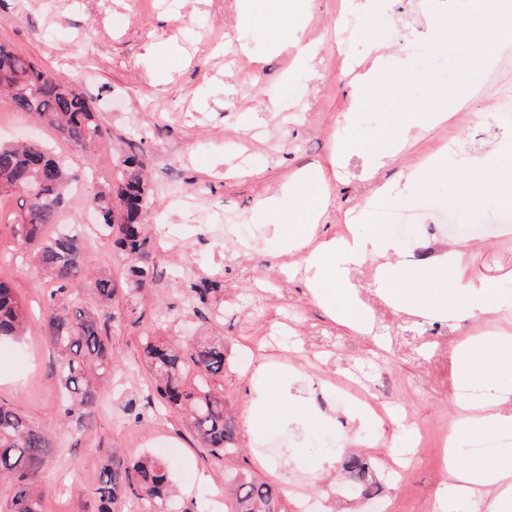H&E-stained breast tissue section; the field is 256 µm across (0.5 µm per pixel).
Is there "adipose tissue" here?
Instances as JSON below:
<instances>
[{
	"mask_svg": "<svg viewBox=\"0 0 512 512\" xmlns=\"http://www.w3.org/2000/svg\"><path fill=\"white\" fill-rule=\"evenodd\" d=\"M476 46L470 57L474 72L491 68L496 60V46L506 37L512 38V22L507 21L495 0H483ZM363 70L355 77V99L364 103L373 87L388 74L408 79L409 73L400 52L386 51L379 40H371L364 54ZM472 98L471 92L458 95L449 106L430 111H415L406 125L388 132L383 138L360 143L367 162V174L376 177L378 171L395 162L408 143L421 131L444 124L453 112L465 108ZM512 157V146L502 145L485 155L471 157L461 173L469 183L483 191H491L500 178L503 162ZM323 176L312 168L295 174L277 193L258 201V212L274 219V235L280 245L305 253V275L308 286L329 297H340L341 314L346 323L362 333L370 332L372 320L369 312L353 298V286L346 278V265L359 264L367 257L379 259L381 265L376 280L385 297L395 299L405 310L425 311L448 322L464 316H482L495 320L501 305L489 293L481 279H472L460 292L448 289L449 271L458 270L462 254L452 249L429 256L424 265L409 278L407 284L397 285L396 266L391 258L397 252L395 245L379 230L358 234L351 239L330 238L311 243L305 224L320 221L324 209L321 200ZM512 343V333L500 331L492 339L461 343L456 351L457 382L482 380L493 383L501 364L498 353L502 346ZM265 388L251 402L249 421L275 416L289 407L288 380L284 375L265 372ZM495 406L481 409L464 406L455 422L456 437L487 430L512 429V414L496 412ZM448 480L459 492H479L486 512H512V453L491 460L471 459L459 466L455 458L446 462Z\"/></svg>",
	"mask_w": 512,
	"mask_h": 512,
	"instance_id": "adipose-tissue-1",
	"label": "adipose tissue"
}]
</instances>
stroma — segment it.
Listing matches in <instances>:
<instances>
[{"label":"stroma","instance_id":"35a3bbf8","mask_svg":"<svg viewBox=\"0 0 512 512\" xmlns=\"http://www.w3.org/2000/svg\"><path fill=\"white\" fill-rule=\"evenodd\" d=\"M358 2L291 0L293 23L318 47L305 68L292 48L273 50L266 39L273 0H253L244 20L236 0H0V42L84 92L103 124L93 154L77 155L0 94V141L47 144L78 174L67 191L64 225L91 220L92 191L118 184L121 161L138 156L150 190L147 233L155 243L153 279L132 292L122 286L126 256L99 233L84 234V306L95 309L93 287L103 269L120 289L100 320L112 350V383L80 431L64 415L48 340L51 284L17 247L19 192L0 196V279L12 284L31 319L20 341H0V404L56 443L43 474L45 512H100L99 476L116 448L160 454L191 512H224V462L201 447L180 414L156 402L143 360L147 336L185 346L223 339L228 359L211 385L224 392L236 422L235 464L279 485L288 512L351 506L341 489L345 450L397 465L396 479L381 483L383 512H433L442 493L453 512H485L479 494L444 490V453L461 391L455 348L486 330L484 318L451 327L398 308L381 295L369 258L348 268L355 298L373 319L371 333H356L313 297L301 255L280 249L272 224L255 210L293 173L319 165L331 171L320 237L382 224L386 212L416 209L429 198L480 219L498 206L488 199L464 208L462 186L438 176L412 200L393 192L360 212L373 187L362 153L344 152L345 143L383 136L412 110L445 104L481 77L467 70L468 42L458 39L447 77L409 83L395 95L380 87L356 104V63L369 38ZM378 9L392 30L385 43L405 50L412 71L429 74L441 55L421 44L427 18L419 0H378ZM505 143L512 144V130L498 125L490 98L481 95L449 124L424 132L377 181L400 183L404 172L442 149L462 166ZM445 248L463 251L469 275L485 277L512 316V231L441 237L425 224L395 261L410 273L427 251ZM204 280L215 289L201 301L193 288ZM239 354L251 356L250 368L236 366ZM263 364L286 369L291 395L312 406L317 422L284 413L246 426Z\"/></svg>","mask_w":512,"mask_h":512}]
</instances>
